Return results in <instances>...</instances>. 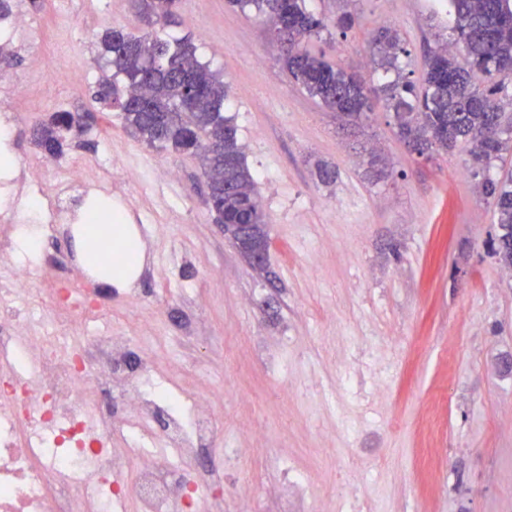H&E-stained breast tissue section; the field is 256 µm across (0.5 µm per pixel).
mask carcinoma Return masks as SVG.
<instances>
[{
	"label": "carcinoma",
	"mask_w": 512,
	"mask_h": 512,
	"mask_svg": "<svg viewBox=\"0 0 512 512\" xmlns=\"http://www.w3.org/2000/svg\"><path fill=\"white\" fill-rule=\"evenodd\" d=\"M149 16L138 33L112 28L99 41L98 60L104 72L93 100L121 112L124 128L152 147L192 155L197 142L210 140L212 154L202 160L208 187L207 204L242 253L248 246L234 225H256L265 241L264 212L246 163L234 118L224 107L228 86L204 59L189 37L169 31L174 13L168 0H138ZM241 10H252L271 26L288 17L291 37L284 66L291 78L330 109L364 116L371 111L365 82L314 53L308 42L327 29L310 13L305 0H232ZM453 16L454 43L427 53L421 87L403 76L383 84L379 92L387 108L398 115L401 139L418 146L420 155L434 148L451 150L471 146L473 165L488 163L508 149L512 138L503 137L505 108L512 107V0H448ZM379 65L395 67L406 53L399 33L381 28L374 38ZM196 90L184 107L185 89ZM83 128L80 113L55 112L34 130L37 144L50 156L61 152L65 134ZM493 200L502 234L496 253L512 265V173L483 183ZM90 256L112 266L132 258L133 248L120 252L113 245L92 239Z\"/></svg>",
	"instance_id": "obj_1"
}]
</instances>
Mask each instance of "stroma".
<instances>
[{
  "mask_svg": "<svg viewBox=\"0 0 512 512\" xmlns=\"http://www.w3.org/2000/svg\"><path fill=\"white\" fill-rule=\"evenodd\" d=\"M40 2L13 0L28 24L0 69L17 160L0 179V225L28 221L29 168L45 157L33 129L52 113L88 116L60 156L94 174L71 187L80 210L117 200L113 169L140 175L128 222L155 232L141 240L133 318L150 335L188 337L180 383L199 361L223 383L216 423L238 450L224 512H512V266L492 251L501 230L481 190L512 171V151L480 176L468 147L410 152L374 64L375 29L395 28L398 70L421 83L425 51L452 37L446 0H306L327 25L310 48L366 81L372 110L358 122L294 82L260 17L178 0L181 30L229 87L265 212L264 270L216 223L197 158L137 140L92 99L99 35L144 26L130 0ZM344 11L348 30L335 25ZM14 80L31 82L28 97L15 98ZM321 163L335 181L319 180ZM72 225L62 215L33 229L34 286L79 279Z\"/></svg>",
  "mask_w": 512,
  "mask_h": 512,
  "instance_id": "obj_1",
  "label": "stroma"
}]
</instances>
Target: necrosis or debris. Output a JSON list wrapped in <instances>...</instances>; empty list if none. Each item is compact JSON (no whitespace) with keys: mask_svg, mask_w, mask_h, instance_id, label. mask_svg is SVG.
Returning a JSON list of instances; mask_svg holds the SVG:
<instances>
[{"mask_svg":"<svg viewBox=\"0 0 512 512\" xmlns=\"http://www.w3.org/2000/svg\"><path fill=\"white\" fill-rule=\"evenodd\" d=\"M30 282L17 264L0 287V512H218L205 460L237 453L214 400L154 375L183 342L155 352L137 326L103 321L91 289Z\"/></svg>","mask_w":512,"mask_h":512,"instance_id":"obj_1","label":"necrosis or debris"}]
</instances>
